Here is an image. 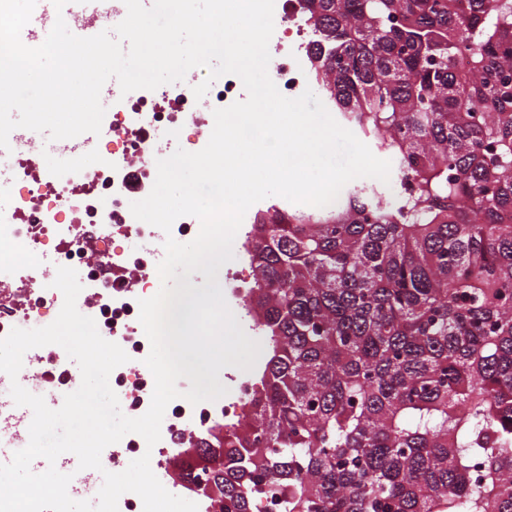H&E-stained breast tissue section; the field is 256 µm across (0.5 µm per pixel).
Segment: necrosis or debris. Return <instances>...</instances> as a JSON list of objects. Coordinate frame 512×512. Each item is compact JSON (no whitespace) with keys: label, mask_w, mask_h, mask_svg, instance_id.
I'll return each mask as SVG.
<instances>
[{"label":"necrosis or debris","mask_w":512,"mask_h":512,"mask_svg":"<svg viewBox=\"0 0 512 512\" xmlns=\"http://www.w3.org/2000/svg\"><path fill=\"white\" fill-rule=\"evenodd\" d=\"M293 0H275L274 30L280 46L278 59L271 64L280 91H296L306 80L304 51L309 28L294 11ZM196 73L171 84L164 92L135 90L113 95L115 110L104 119V140L99 160L92 166H78L54 175L41 171L29 150L16 151L10 167L16 195L12 212H0V243L11 242L29 252L55 250L62 263L74 262L83 248L88 227L99 230L98 254L82 277L83 289L93 295L90 313L100 335L117 343L128 354L127 363L115 368L112 382L125 392L131 416L143 415L149 408L154 378L143 372L151 350L139 321L140 299L153 295L152 281L156 257L166 236L182 239L200 222L192 216L178 218L171 232L137 220L128 207L132 195L149 194L157 176V159L168 150L150 136L152 127L167 128L182 148L197 152L205 143L195 135L196 128L212 121L213 111L242 100L243 83L233 74L222 77L205 105H197L190 95ZM138 238L143 251L129 255L121 245L127 237ZM136 268L137 281L128 284L123 275ZM13 280L23 290L22 302L0 294V337L6 336L19 319H44L48 311H60L64 302L60 290L46 287L32 266L15 269ZM249 379H239L232 398L222 403L196 405L179 398L172 401L161 425V439L153 451L158 471L180 462L179 448L186 439L209 435L218 422L233 423L243 417L250 391Z\"/></svg>","instance_id":"obj_1"}]
</instances>
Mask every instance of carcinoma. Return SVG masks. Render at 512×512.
Masks as SVG:
<instances>
[{"label":"carcinoma","instance_id":"cac0c4a2","mask_svg":"<svg viewBox=\"0 0 512 512\" xmlns=\"http://www.w3.org/2000/svg\"><path fill=\"white\" fill-rule=\"evenodd\" d=\"M295 8L330 110L394 166L255 214L253 417L177 477L224 512H512V0Z\"/></svg>","mask_w":512,"mask_h":512}]
</instances>
